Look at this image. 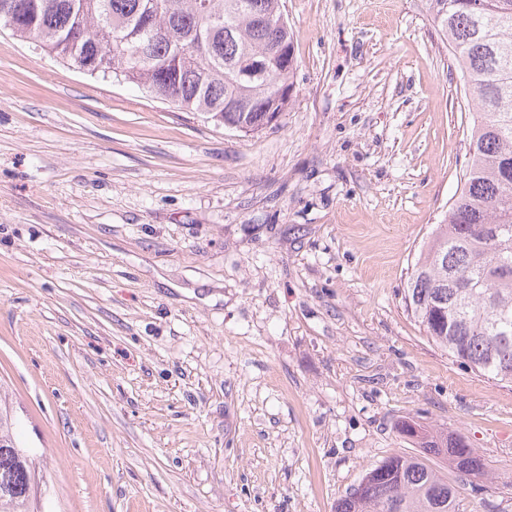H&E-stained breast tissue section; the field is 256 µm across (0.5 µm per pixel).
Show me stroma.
<instances>
[{"label":"stroma","mask_w":512,"mask_h":512,"mask_svg":"<svg viewBox=\"0 0 512 512\" xmlns=\"http://www.w3.org/2000/svg\"><path fill=\"white\" fill-rule=\"evenodd\" d=\"M293 101L244 134L0 29V405L40 512H335L457 432L512 512V384L405 309L472 92L424 0H283Z\"/></svg>","instance_id":"35a3bbf8"}]
</instances>
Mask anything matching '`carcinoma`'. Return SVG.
Wrapping results in <instances>:
<instances>
[{
    "instance_id": "obj_1",
    "label": "carcinoma",
    "mask_w": 512,
    "mask_h": 512,
    "mask_svg": "<svg viewBox=\"0 0 512 512\" xmlns=\"http://www.w3.org/2000/svg\"><path fill=\"white\" fill-rule=\"evenodd\" d=\"M20 3L21 40L94 75L137 83L182 112L257 133L290 105L294 41L281 0H0ZM474 94L469 161L448 212L415 262L407 312L456 361L512 383V0H425ZM0 410V512H36L32 455ZM421 453L369 469L336 512H458L442 457L460 477L493 479L468 439L404 420Z\"/></svg>"
}]
</instances>
